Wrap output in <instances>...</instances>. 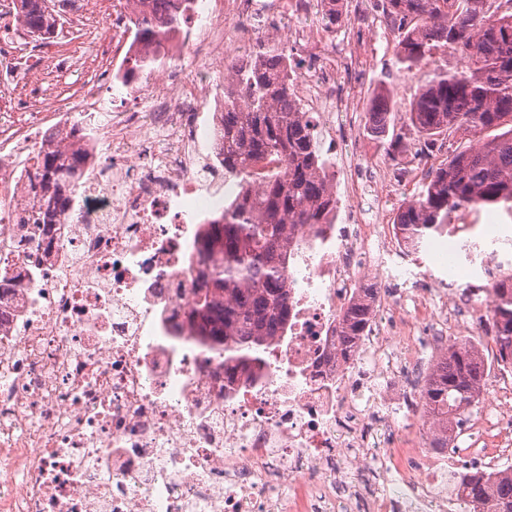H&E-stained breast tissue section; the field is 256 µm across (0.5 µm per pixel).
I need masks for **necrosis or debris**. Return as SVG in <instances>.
Wrapping results in <instances>:
<instances>
[{"instance_id": "necrosis-or-debris-1", "label": "necrosis or debris", "mask_w": 512, "mask_h": 512, "mask_svg": "<svg viewBox=\"0 0 512 512\" xmlns=\"http://www.w3.org/2000/svg\"><path fill=\"white\" fill-rule=\"evenodd\" d=\"M86 0L62 28L84 53L63 56L14 23L0 42V512H454L465 497L458 447L425 386L462 336L482 351L496 387L454 421L482 432L512 471V368L499 360L491 302L512 273L484 224L477 264L436 237L428 264L359 206L356 165L337 169L353 136L349 91L367 53L332 32L300 33L324 53L291 76L318 117L326 180L345 198L340 223L299 224L288 269L290 316L257 371L225 369L192 316L210 264L194 244L207 213L238 188L225 175L224 93L206 70L228 67L239 42L278 34L258 0H208L157 43L135 38L139 0L99 14ZM155 57L161 79L129 78L126 54ZM197 71L187 72L186 62ZM125 92L107 97L104 87ZM80 150L73 202L40 240L30 224L37 154ZM372 288L373 314L343 350L344 312Z\"/></svg>"}]
</instances>
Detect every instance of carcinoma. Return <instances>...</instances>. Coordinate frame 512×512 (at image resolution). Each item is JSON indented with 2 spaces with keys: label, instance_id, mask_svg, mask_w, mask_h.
Returning a JSON list of instances; mask_svg holds the SVG:
<instances>
[{
  "label": "carcinoma",
  "instance_id": "carcinoma-1",
  "mask_svg": "<svg viewBox=\"0 0 512 512\" xmlns=\"http://www.w3.org/2000/svg\"><path fill=\"white\" fill-rule=\"evenodd\" d=\"M27 28L51 42L57 18L69 0H15ZM154 10L155 25L131 17L137 37L155 39L159 29L182 16L165 7L167 0H142ZM383 14L397 30V63L408 68L449 49L465 56L467 65L450 70L435 65L423 81L408 120L423 145L442 148L443 140L476 137L458 146L445 162L431 169L418 197L397 212L402 238L417 246L431 235L448 231V219L459 210L475 213L502 209L512 218V0H380ZM321 25L342 26L340 0H319ZM249 64L237 68L224 85V174L244 184L254 168L271 158L281 167L266 172L256 189H248L210 221L196 244L202 260L214 256L207 289L193 314L199 335L224 361L254 363L268 337L288 325V225L319 224L324 212L336 209V197L325 188L322 158L315 145L314 124L302 117L300 102L288 85L294 58L277 40L257 39L249 48ZM392 103L374 99L368 133L388 134ZM83 156L68 157L42 150L35 179L40 204L32 223L51 224L57 211L70 205V186ZM368 305L351 307L342 323L341 343L349 344L369 321ZM492 318L500 341V357L512 363V276L498 284ZM481 354L460 342L441 359L425 394L433 413L454 419L470 409L484 384ZM468 512H512V473L490 487L477 472L462 476Z\"/></svg>",
  "mask_w": 512,
  "mask_h": 512
}]
</instances>
